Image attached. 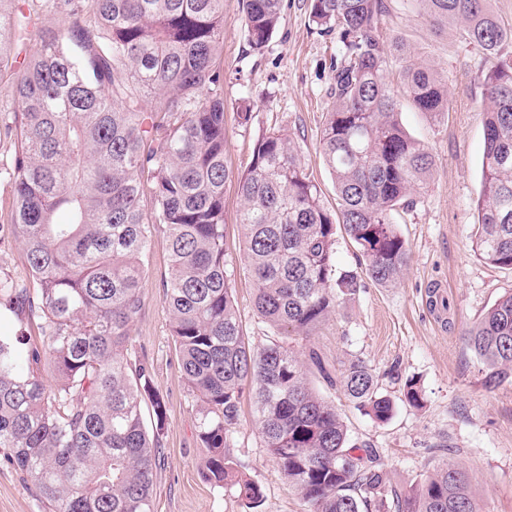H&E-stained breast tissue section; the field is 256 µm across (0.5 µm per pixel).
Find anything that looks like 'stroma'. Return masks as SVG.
<instances>
[{
  "instance_id": "stroma-1",
  "label": "stroma",
  "mask_w": 512,
  "mask_h": 512,
  "mask_svg": "<svg viewBox=\"0 0 512 512\" xmlns=\"http://www.w3.org/2000/svg\"><path fill=\"white\" fill-rule=\"evenodd\" d=\"M382 27L389 48H401L400 66L428 62L449 77L450 112L437 119L400 101L407 132L426 145L433 175L414 205L395 216L410 252V266L395 287L371 279L359 248L345 233L336 235V268L356 274L358 287L340 296L335 314L311 336L291 337L294 348H313L331 376L353 359L372 369L379 391L395 403L393 417L373 421L341 392L314 377L331 397L353 443L377 448L387 483L404 491L439 466L458 464L466 472L478 512H512V378L486 387V370L461 336L505 293L512 270L484 263L472 245L477 230L484 150L481 52L459 27L435 28L409 0H386ZM310 0H283V21L262 51L253 50L240 20L239 0H224V161L233 173L248 166L259 131L279 129L300 149L321 202L336 211V191L320 147L330 107L333 37L310 20ZM249 107V125L237 119ZM169 257L162 232L148 254L145 304L132 330L134 348L144 355L156 390L167 404L164 463L157 472L155 512H306L289 489L276 459L255 425L251 394H244L234 441L226 451L235 468L263 488L251 507L235 487L204 480L205 454L197 438L195 403L182 379L163 303ZM233 294L246 343L264 344L271 331L256 316L254 286L236 270ZM420 385L425 405L403 400L407 381ZM0 512H49L32 486L0 461Z\"/></svg>"
}]
</instances>
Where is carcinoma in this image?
Masks as SVG:
<instances>
[{"instance_id":"1","label":"carcinoma","mask_w":512,"mask_h":512,"mask_svg":"<svg viewBox=\"0 0 512 512\" xmlns=\"http://www.w3.org/2000/svg\"><path fill=\"white\" fill-rule=\"evenodd\" d=\"M433 25L456 23L492 65L482 86L484 153L473 250L512 269V27L491 0H414ZM250 46L282 23V0H240ZM385 0H310V18L336 35L331 105L320 139L338 213L324 208L294 140L258 134L246 170L224 163V0H0V76L10 104L0 137L14 147L12 200L0 244L19 243L28 277H0V308L25 314L40 344L0 336V448L51 512H154L163 457L164 398L132 351L144 305L153 231L166 235L163 301L182 378L197 407L203 478L232 484L257 507L261 485L224 449L245 386L254 419L288 486L309 512H477L466 473L446 463L404 492L386 491L380 455L349 442L347 427L309 378H329L277 336H309L336 312L357 277L336 275L337 228L361 249L370 277L395 286L411 254L394 222L430 179L434 159L400 120L386 81ZM38 54L18 60V41ZM416 109L448 115V79L434 66L405 69ZM236 180L243 269L254 308L275 333L246 345L224 253V188ZM464 344L489 382L512 377V292ZM52 381H45L41 366ZM345 395L378 423L395 403L361 359L348 363ZM405 401L424 404L410 380Z\"/></svg>"}]
</instances>
